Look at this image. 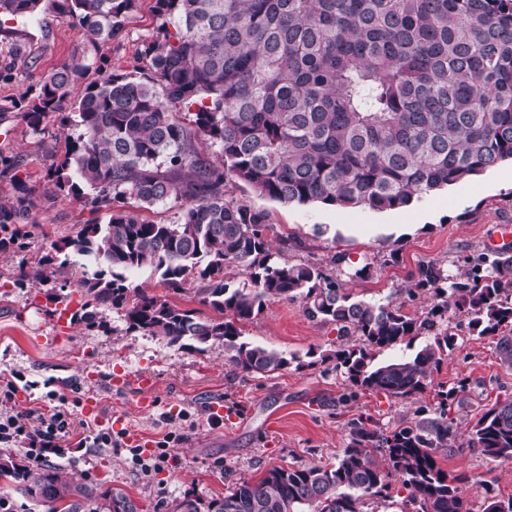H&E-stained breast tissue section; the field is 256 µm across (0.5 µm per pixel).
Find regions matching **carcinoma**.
Segmentation results:
<instances>
[{
    "label": "carcinoma",
    "mask_w": 512,
    "mask_h": 512,
    "mask_svg": "<svg viewBox=\"0 0 512 512\" xmlns=\"http://www.w3.org/2000/svg\"><path fill=\"white\" fill-rule=\"evenodd\" d=\"M136 0H53L95 51L122 36ZM42 0H0V10L35 18ZM163 22L144 44L149 72L103 73L81 85L89 66L64 62L23 99L34 134L48 115L82 132L52 163L55 187L96 210L105 224H85L55 251L82 256L90 268L77 285L81 320L95 325L99 307L124 312L128 327L172 346H224L227 363L247 373H274L291 360L242 339L240 324L268 301H298L305 314L356 338L307 356L333 364L349 396L423 394L434 370L457 348L453 309L471 332L496 336L512 355V248L468 258L459 279L435 263L419 266L407 294L429 295L411 316L403 304L357 299L321 267L273 259L267 215L225 197L243 183L283 204L320 203L376 211L479 175L512 160V0H156ZM72 103V114L63 112ZM192 112L184 122L173 108ZM77 120H71V117ZM219 148L212 159L199 145ZM93 191L87 195L85 189ZM0 199V251L24 245L31 189ZM168 205L169 224L147 222L112 202ZM69 259L45 256L17 281H45ZM252 269L253 288H230L224 270ZM157 274L173 291L198 281L200 303L219 314L182 309L145 291L129 301L128 275ZM433 334L409 359L374 363V350ZM298 363V367H303ZM465 385L441 389L430 415L389 434L359 422L331 465L273 466L257 481L241 479L208 503V512H375L392 478L407 490L412 512H475L436 453L455 442L450 418ZM468 444L489 460H512V399L496 403L471 427ZM0 479L35 505L69 501L93 512H139L120 489L80 483L52 465L29 466L0 455Z\"/></svg>",
    "instance_id": "obj_1"
}]
</instances>
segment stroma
<instances>
[{
  "instance_id": "obj_1",
  "label": "stroma",
  "mask_w": 512,
  "mask_h": 512,
  "mask_svg": "<svg viewBox=\"0 0 512 512\" xmlns=\"http://www.w3.org/2000/svg\"><path fill=\"white\" fill-rule=\"evenodd\" d=\"M161 22L155 0H137L122 37L88 54L70 18L58 14L51 0H44L37 19L0 15V65L11 67L10 78L0 79V133H12L10 141H0V155L19 162L14 174L0 175V196L15 195L21 182L34 189L37 202L23 248L0 254V375L15 376L23 406L70 413L73 435L64 454L48 457V464L79 481L124 490L143 512H170L184 495L207 503L222 498L231 483L259 479L274 466L336 462L351 423L367 420L386 432L414 424L418 407L432 404L435 390L460 384L464 390L451 412L458 437L453 448L438 453L437 462L448 475H467L463 489L474 505L511 497L512 461L494 462L471 448L467 427L496 401L512 398V362L503 360L494 339L472 334L464 314L450 320L458 346L433 373L428 392L407 400L363 391L344 400V377L319 364L302 369L291 364L268 375L237 370L226 363L222 345L201 351L171 346L162 337L128 329L121 311L105 307L99 326L80 322L67 339L54 340L50 303L80 298L75 279L64 274L21 285L17 274L36 266L86 221L106 223L109 211L52 191L48 169L64 157L79 127L60 126L52 114L44 121L45 133L32 134L18 104L42 75L71 59H85L88 83L103 70L148 72L142 44ZM33 56L39 60L35 70L29 64ZM226 197L267 214L275 260L318 264L353 295L400 302L405 312L418 314L426 301L408 300L404 290L420 265L434 262L456 273L467 256L490 251L500 225H512V162L384 211L282 204L242 183L228 186ZM360 268L365 276H357ZM241 329L243 340L289 357L336 348L335 326L309 319L297 301L267 302ZM115 374L126 376L129 386L111 387ZM142 376L153 380L152 389L137 388ZM89 396L97 401V413L84 410ZM214 401L223 402L230 420L211 417ZM116 419L121 429L113 428ZM88 427L111 430L120 447H78ZM169 433L176 440L164 462L143 470L130 452L135 439L152 443Z\"/></svg>"
}]
</instances>
